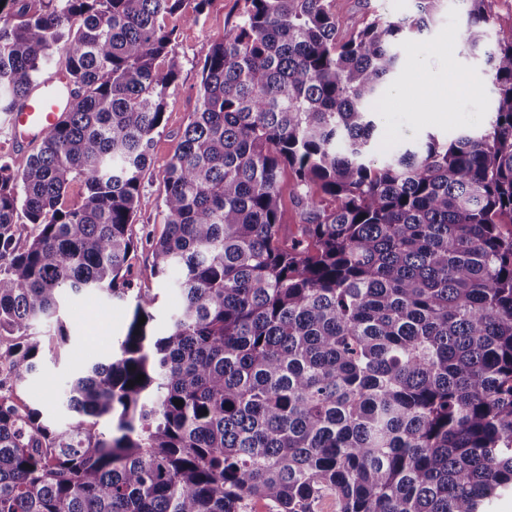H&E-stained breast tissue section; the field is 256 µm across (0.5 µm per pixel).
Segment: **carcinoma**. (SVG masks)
I'll return each mask as SVG.
<instances>
[{"label": "carcinoma", "instance_id": "1", "mask_svg": "<svg viewBox=\"0 0 512 512\" xmlns=\"http://www.w3.org/2000/svg\"><path fill=\"white\" fill-rule=\"evenodd\" d=\"M209 2L0 0V112L56 53L74 86L35 152L0 157V512H487L512 491V26L460 0L462 41L494 35V119L378 159L397 43L446 0L346 41L330 0H243L163 174L153 270L182 302L156 336L129 228L180 70L165 20ZM101 293L132 318L54 426L13 396L68 345L66 297ZM296 193L295 179L290 170H285L281 182V196L283 204V223L294 228L293 224H298V216L293 204V197Z\"/></svg>", "mask_w": 512, "mask_h": 512}]
</instances>
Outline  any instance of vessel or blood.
Here are the masks:
<instances>
[{"mask_svg":"<svg viewBox=\"0 0 512 512\" xmlns=\"http://www.w3.org/2000/svg\"><path fill=\"white\" fill-rule=\"evenodd\" d=\"M65 82V73L53 74L38 85L36 93L29 97L22 108L12 114L11 128L23 131L25 142L38 140L56 124L61 113L69 110L73 96L63 93Z\"/></svg>","mask_w":512,"mask_h":512,"instance_id":"1","label":"vessel or blood"}]
</instances>
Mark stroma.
I'll list each match as a JSON object with an SVG mask.
<instances>
[{"instance_id": "35a3bbf8", "label": "stroma", "mask_w": 512, "mask_h": 512, "mask_svg": "<svg viewBox=\"0 0 512 512\" xmlns=\"http://www.w3.org/2000/svg\"><path fill=\"white\" fill-rule=\"evenodd\" d=\"M243 0H211L198 23L187 24L179 17L167 20L177 31L173 51L182 62L181 72L167 93L165 120L155 134L143 173L141 205L131 234L136 249L131 279L135 285L156 293L158 302L151 330L163 335L169 319L180 306L175 282L177 272L157 278L152 274L151 241L163 229L162 175L176 153L191 112L198 106L201 68L212 42L231 33L240 20ZM339 36L348 39L361 21L381 16L396 20L411 15L414 0H331ZM466 10L460 0H448V10L422 33L408 36L401 46V64L386 90L380 112L375 113L376 134L385 149L395 152L423 140L427 134L453 137L463 130L486 127L494 116L495 94L488 76L487 55L495 48L487 42L469 51L460 33ZM450 74L469 86L467 94L453 97L449 121L431 118L432 106L415 90L424 77ZM63 317L71 329L67 352L46 354L37 369L26 375L17 403L42 412L56 425L69 422L60 401L66 382L78 369L111 355L125 334L131 315L120 304L101 297L73 295L64 303Z\"/></svg>"}]
</instances>
